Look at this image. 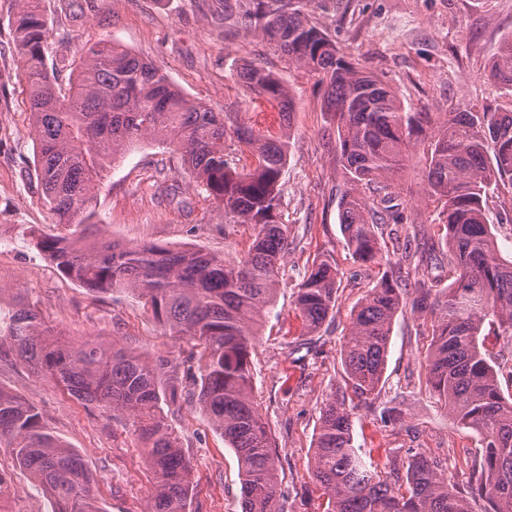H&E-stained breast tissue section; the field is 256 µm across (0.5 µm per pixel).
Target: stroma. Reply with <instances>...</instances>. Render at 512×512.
<instances>
[{"label": "stroma", "instance_id": "stroma-1", "mask_svg": "<svg viewBox=\"0 0 512 512\" xmlns=\"http://www.w3.org/2000/svg\"><path fill=\"white\" fill-rule=\"evenodd\" d=\"M20 0H0V300L35 305L61 341H118L136 352L185 358V339L170 335L129 292L93 294L64 278L35 250L29 227L56 229L37 180L27 94L11 23ZM311 21L323 28L355 66L380 77L406 112L446 118L463 109H507L512 95L488 78L493 53L512 32V0H306ZM52 38L49 61L74 60L82 44L114 42L165 71L185 94L215 112L238 113L242 122L277 127V109L253 98L236 75L241 59L277 72L295 93L292 146L282 175L283 222L289 252L274 308L263 320L252 354V394L268 423L279 457L284 512H323L326 498L310 479L319 411L344 391L341 347L350 314L381 275L347 249L339 224L344 188L330 143L336 126L322 110L325 94L315 77L294 71L256 38L225 33L220 0H42ZM427 138H419L395 189L407 224L400 236L438 244L445 230L439 209L425 195ZM179 184L190 210L170 203L166 188ZM100 234L208 250L225 259L246 252L253 229L228 224L196 187L176 157L145 141L112 165L99 197ZM335 264L341 280L336 315L318 334H307L294 306L298 284L313 260ZM430 322L410 309L393 320L381 390L371 405L353 411V438L370 451L379 474L418 450L436 460L452 485L465 483L468 460L480 437L459 428L427 384ZM0 387L35 405L52 435L76 450L93 476L107 512H144L154 488L144 443L130 416L90 406L62 391L46 374L0 346ZM394 407L398 423L377 411ZM165 422L192 464L191 512H241L238 459L194 400L166 411ZM0 474L10 495L0 512H50L45 492L0 448Z\"/></svg>", "mask_w": 512, "mask_h": 512}]
</instances>
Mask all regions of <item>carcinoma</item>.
<instances>
[{"label":"carcinoma","instance_id":"cac0c4a2","mask_svg":"<svg viewBox=\"0 0 512 512\" xmlns=\"http://www.w3.org/2000/svg\"><path fill=\"white\" fill-rule=\"evenodd\" d=\"M12 23L28 88L37 179L55 223L66 232H31L33 246L67 279L92 293L128 290L153 318L199 348L197 405L233 448L241 466V512H283L279 459L254 404L252 349L270 311L288 253L282 221V173L291 145L294 101L271 70L243 62L237 77L257 98L277 105L280 133L248 126L236 112H213L190 99L162 69L115 43L80 50L68 92L47 62L50 28L39 0ZM255 35L288 66L326 87L324 111L336 122L334 150L346 189L340 228L355 261L387 270L351 312L341 350L346 385L364 403L374 399L386 366L394 317L405 307L432 322L427 381L455 421L483 436L466 485L448 477L423 452L410 456L394 482L380 478L355 447L345 396L320 409L311 478L328 496L326 512H512V359H497L487 335L512 340V259L502 256L486 216L487 195L512 189V110L448 113L435 126L429 112H402L392 90L353 66L302 0H224V29ZM489 78L512 92V33L498 44ZM430 133L424 177L440 203L441 248L418 257L413 286L401 263L381 255V228L401 224L393 185L417 143ZM145 139L179 156L193 182L224 211V223L249 224L247 252L226 260L201 249L152 243L124 246L106 237L88 243L82 226L97 224L98 198L115 157ZM373 190L368 196L365 190ZM448 266L452 282L436 289L432 266ZM338 271L323 259L298 284L295 306L307 332L336 313ZM0 338L76 399L132 417L145 443L156 485L145 512H188L192 466L162 421L180 407L179 364L150 358L115 342L59 341L39 313L19 300L0 308ZM0 447L9 448L50 497L52 512H104L81 455L53 436L36 406L0 388Z\"/></svg>","mask_w":512,"mask_h":512}]
</instances>
